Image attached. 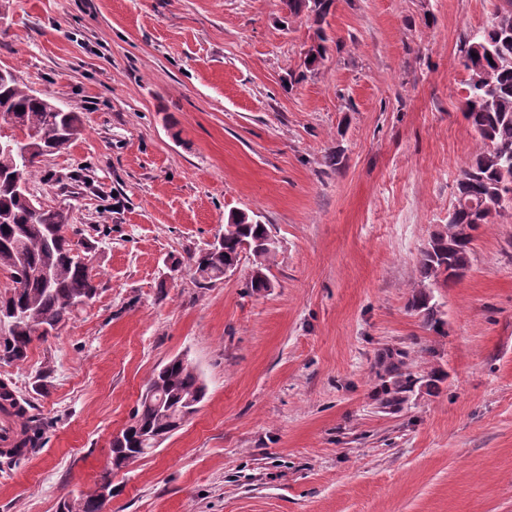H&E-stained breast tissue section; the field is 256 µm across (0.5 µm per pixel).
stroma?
<instances>
[{
  "label": "stroma",
  "mask_w": 512,
  "mask_h": 512,
  "mask_svg": "<svg viewBox=\"0 0 512 512\" xmlns=\"http://www.w3.org/2000/svg\"><path fill=\"white\" fill-rule=\"evenodd\" d=\"M495 3L335 0L309 71L314 27L281 0H9L0 67L83 120L32 189L69 210L98 295L0 363L45 425L42 448L0 457V512L93 490L178 355L206 396L113 473L107 512H512V209L431 287L440 329L409 304L482 148L460 44ZM234 212L276 241L266 292L249 255L196 281L191 255ZM389 351L417 383L385 408Z\"/></svg>",
  "instance_id": "obj_1"
}]
</instances>
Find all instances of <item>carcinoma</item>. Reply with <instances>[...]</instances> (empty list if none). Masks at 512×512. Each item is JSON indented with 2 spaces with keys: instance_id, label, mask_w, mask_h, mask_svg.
Instances as JSON below:
<instances>
[{
  "instance_id": "1",
  "label": "carcinoma",
  "mask_w": 512,
  "mask_h": 512,
  "mask_svg": "<svg viewBox=\"0 0 512 512\" xmlns=\"http://www.w3.org/2000/svg\"><path fill=\"white\" fill-rule=\"evenodd\" d=\"M288 15L307 14L316 25V47L305 62L312 68L326 56L328 37L323 23L333 0H282ZM463 66L468 71L464 116L484 144L461 170L453 214L443 229L433 234L421 254L420 276L424 281L448 283L457 271L469 267L474 232L491 223L489 206L512 207V0H500L491 21L464 36ZM0 119L24 138L12 148H0V176L25 167L32 182L44 159L60 152L82 135L76 112H66L53 101L33 93L19 79L0 84ZM0 268L7 270L15 286L0 296V318L7 335H0V363H23L36 340L52 332L93 301L98 293L95 275L67 235L69 210L45 202L31 208L26 197L0 181ZM268 225L244 213H232L224 224V245L205 257L193 258L199 284L224 279V266L238 264L245 254L254 258L250 288L270 287L265 273L275 253ZM431 297L424 290L412 296L410 306L424 312L432 324ZM402 362L388 363L390 379L383 382L381 405L397 406L407 400L417 379L401 372ZM205 386L191 365L179 357L170 359L148 381L131 416L132 424L122 439L110 446L114 469L122 470L149 453L151 441L171 435L183 424V409L198 405ZM30 403L0 381V413L14 418L17 437L7 454L26 455L43 442V423L30 414ZM107 502L96 492L74 499L66 512H106Z\"/></svg>"
}]
</instances>
